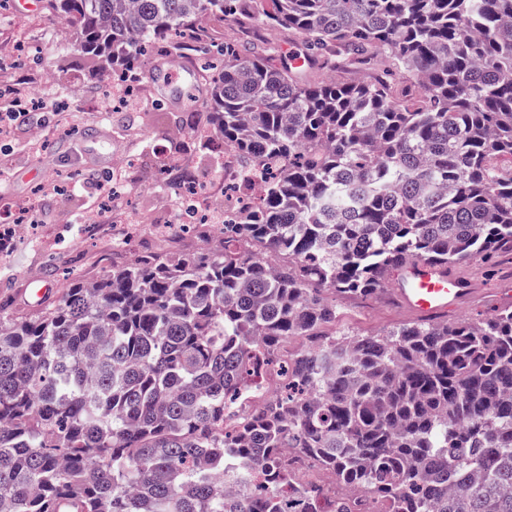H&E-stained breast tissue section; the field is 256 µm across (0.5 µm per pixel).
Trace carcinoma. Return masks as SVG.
Masks as SVG:
<instances>
[{
	"label": "carcinoma",
	"mask_w": 512,
	"mask_h": 512,
	"mask_svg": "<svg viewBox=\"0 0 512 512\" xmlns=\"http://www.w3.org/2000/svg\"><path fill=\"white\" fill-rule=\"evenodd\" d=\"M96 74L143 45L222 57L208 129L266 165L220 250L145 253L71 280L31 316L0 305V512H512V307L340 337L331 291L409 259L512 252V0H46ZM257 37L217 51L208 20ZM371 72L345 84L310 71ZM287 260L277 266L262 254ZM304 336L295 356L279 345ZM279 394L220 431L257 357ZM354 496L292 485L297 459ZM264 35L269 38L270 42L275 43L279 46L282 54L285 55L288 52V49H293L298 51L300 49L301 39L298 37H294L288 35V32H279V31H263ZM288 60L293 63L294 66H300L302 64V59L294 55V52H288Z\"/></svg>",
	"instance_id": "1"
}]
</instances>
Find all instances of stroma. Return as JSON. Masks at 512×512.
Masks as SVG:
<instances>
[{
	"instance_id": "1",
	"label": "stroma",
	"mask_w": 512,
	"mask_h": 512,
	"mask_svg": "<svg viewBox=\"0 0 512 512\" xmlns=\"http://www.w3.org/2000/svg\"><path fill=\"white\" fill-rule=\"evenodd\" d=\"M167 54V48L157 49L145 66L138 106L112 109L102 104L110 79H88L90 63L76 51L70 26L47 10L20 13L15 0H0V110L17 114L0 136V223L12 224L21 215L28 224L27 234L12 238L0 252V304L14 314H32L41 304L56 302L64 273L101 278L112 267L114 241L124 236L134 254L190 256L220 248L214 233L174 241L155 230L187 221L167 160L203 178L213 196L224 194L222 140L202 147L179 132L183 106L163 94L153 74ZM105 172L124 179L123 210L101 205L106 191L98 181ZM94 211L101 223H87ZM132 213L150 221L130 237ZM454 271L471 281L473 291L445 314V321H480L512 305L511 257L492 269L477 259L455 265ZM43 286L50 293L39 304L31 291ZM336 309L340 334H386L417 320L386 283L368 296L337 297Z\"/></svg>"
}]
</instances>
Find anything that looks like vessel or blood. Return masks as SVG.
Returning <instances> with one entry per match:
<instances>
[{"label":"vessel or blood","instance_id":"obj_1","mask_svg":"<svg viewBox=\"0 0 512 512\" xmlns=\"http://www.w3.org/2000/svg\"><path fill=\"white\" fill-rule=\"evenodd\" d=\"M395 281L398 301L412 312L426 316L446 313L469 292L465 280L427 260L403 263Z\"/></svg>","mask_w":512,"mask_h":512}]
</instances>
